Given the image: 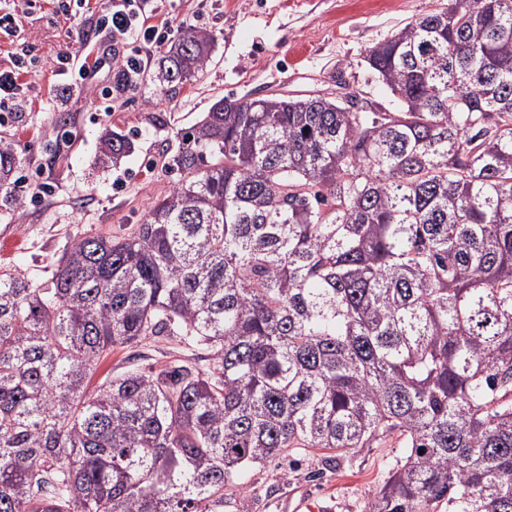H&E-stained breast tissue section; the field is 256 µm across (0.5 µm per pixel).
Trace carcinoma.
Returning a JSON list of instances; mask_svg holds the SVG:
<instances>
[{"instance_id":"1","label":"carcinoma","mask_w":512,"mask_h":512,"mask_svg":"<svg viewBox=\"0 0 512 512\" xmlns=\"http://www.w3.org/2000/svg\"><path fill=\"white\" fill-rule=\"evenodd\" d=\"M213 44L185 30L160 80ZM367 62L399 109L223 96L131 236L0 273V512H247L250 468L383 435L367 512H512V0H448ZM153 336L210 363L86 393Z\"/></svg>"}]
</instances>
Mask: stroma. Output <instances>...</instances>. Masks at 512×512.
<instances>
[{
	"label": "stroma",
	"mask_w": 512,
	"mask_h": 512,
	"mask_svg": "<svg viewBox=\"0 0 512 512\" xmlns=\"http://www.w3.org/2000/svg\"><path fill=\"white\" fill-rule=\"evenodd\" d=\"M104 3L87 0L74 17L69 0H8L19 26L13 36L0 37V65L16 54L35 66L25 77L22 112L0 125V148L12 150L18 169L38 173L52 190L33 203H0V271L39 282L77 237L132 235L180 179L167 159L181 132L201 121L217 98L335 99L346 87L396 108L366 55L441 0H152L156 14L168 19L171 37L186 27L212 32L211 58L171 90L157 79L163 52L155 50L137 86L119 94L108 112L101 111L95 92L114 84V70L105 66L80 81L48 65L57 54L96 49L86 18ZM108 128L134 136L133 152L117 162L102 152ZM207 355L168 336L147 339L113 350L89 385L97 387L133 364L158 369L176 359L197 364ZM401 454L392 435L329 467L320 451L295 450L249 471L248 512H294L303 497L326 512H366Z\"/></svg>",
	"instance_id": "stroma-1"
}]
</instances>
